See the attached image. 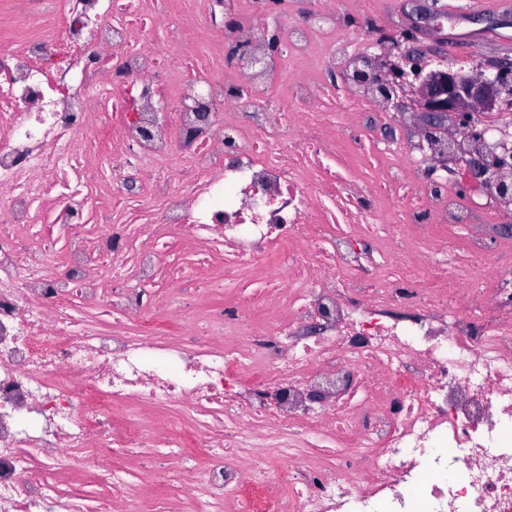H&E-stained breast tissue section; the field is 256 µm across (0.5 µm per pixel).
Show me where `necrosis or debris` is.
<instances>
[{
	"mask_svg": "<svg viewBox=\"0 0 512 512\" xmlns=\"http://www.w3.org/2000/svg\"><path fill=\"white\" fill-rule=\"evenodd\" d=\"M39 2L0 6V512H165L143 448L183 512H512V195L441 166L512 113L406 138L331 82L336 0L277 54L267 0L163 40Z\"/></svg>",
	"mask_w": 512,
	"mask_h": 512,
	"instance_id": "4bbe7bcc",
	"label": "necrosis or debris"
}]
</instances>
